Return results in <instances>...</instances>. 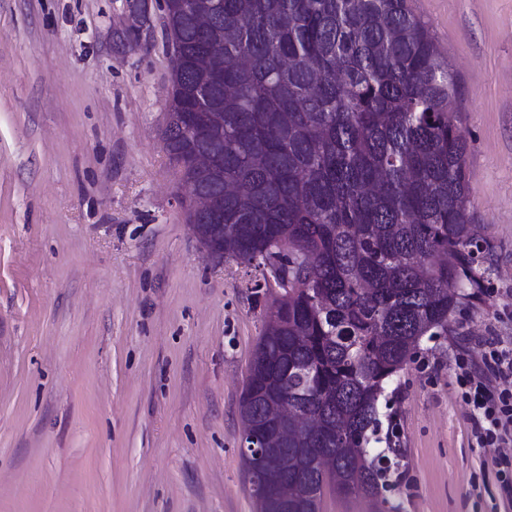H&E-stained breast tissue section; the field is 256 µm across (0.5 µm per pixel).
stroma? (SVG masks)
Returning a JSON list of instances; mask_svg holds the SVG:
<instances>
[{
  "label": "stroma",
  "mask_w": 512,
  "mask_h": 512,
  "mask_svg": "<svg viewBox=\"0 0 512 512\" xmlns=\"http://www.w3.org/2000/svg\"><path fill=\"white\" fill-rule=\"evenodd\" d=\"M459 81L482 303L390 381L396 512H512L459 364L512 345V0H415ZM0 0V512H256L239 397L265 311L254 269L191 236L164 148L156 7Z\"/></svg>",
  "instance_id": "stroma-1"
}]
</instances>
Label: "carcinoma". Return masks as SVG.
Instances as JSON below:
<instances>
[{
	"mask_svg": "<svg viewBox=\"0 0 512 512\" xmlns=\"http://www.w3.org/2000/svg\"><path fill=\"white\" fill-rule=\"evenodd\" d=\"M408 2L166 3L168 111L204 104L221 122L165 148L178 162L214 156L218 176L194 185L222 207L224 260L283 248L311 261L266 309L240 396L244 433L287 406L315 419L270 449L273 475L308 490L286 505L257 493V512H321L325 452L336 494L380 498L391 466L368 445L385 384L490 278L468 211L457 76ZM351 434L362 450L341 443Z\"/></svg>",
	"mask_w": 512,
	"mask_h": 512,
	"instance_id": "1",
	"label": "carcinoma"
}]
</instances>
